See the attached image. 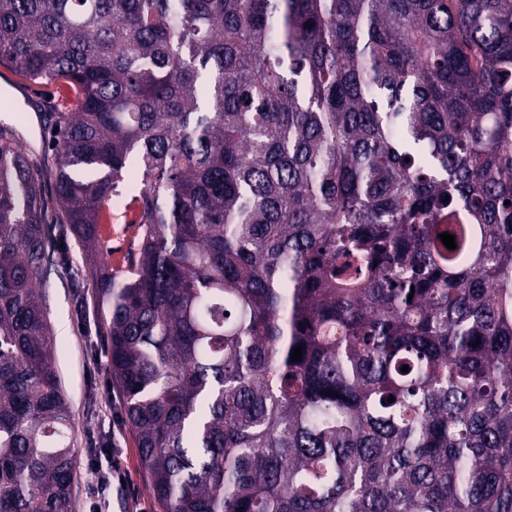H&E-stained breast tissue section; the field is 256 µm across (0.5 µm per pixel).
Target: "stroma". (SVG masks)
<instances>
[{
    "mask_svg": "<svg viewBox=\"0 0 512 512\" xmlns=\"http://www.w3.org/2000/svg\"><path fill=\"white\" fill-rule=\"evenodd\" d=\"M59 94L58 83L36 84L5 70L0 75V125H16L28 144L42 148L48 130L31 105L55 103ZM137 217L136 206H122L113 210L111 223L101 227L114 270L126 267L134 249ZM64 245L65 261L52 271L45 294L56 340L53 365L75 422L72 512H90L97 502L102 512H163L139 462L135 438L122 421L123 396L112 384L105 328L85 252L72 234H65ZM115 458L127 472L126 484L103 480Z\"/></svg>",
    "mask_w": 512,
    "mask_h": 512,
    "instance_id": "obj_1",
    "label": "stroma"
}]
</instances>
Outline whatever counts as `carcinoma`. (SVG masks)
I'll use <instances>...</instances> for the list:
<instances>
[{"label": "carcinoma", "instance_id": "obj_1", "mask_svg": "<svg viewBox=\"0 0 512 512\" xmlns=\"http://www.w3.org/2000/svg\"><path fill=\"white\" fill-rule=\"evenodd\" d=\"M0 66L68 94L0 125V512H71L51 211L164 512H512V0H0ZM138 213L133 204L128 207L120 206L112 210V224L101 225L103 242L112 250L109 257L112 269L117 272L126 267L128 254L135 249L139 224L131 223L137 219Z\"/></svg>", "mask_w": 512, "mask_h": 512}]
</instances>
